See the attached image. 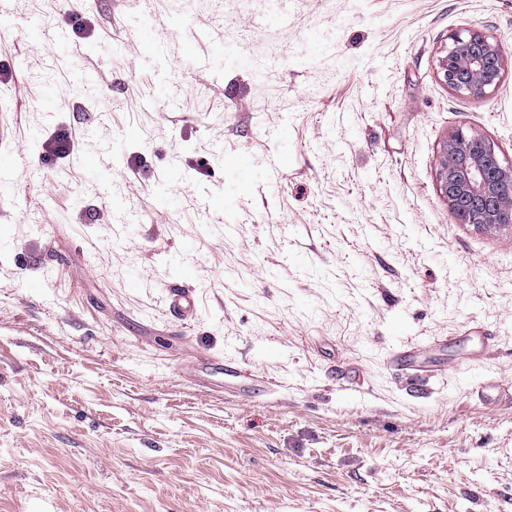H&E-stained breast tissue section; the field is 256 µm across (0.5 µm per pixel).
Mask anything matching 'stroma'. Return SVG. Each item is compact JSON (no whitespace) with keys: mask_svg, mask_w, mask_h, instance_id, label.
<instances>
[{"mask_svg":"<svg viewBox=\"0 0 512 512\" xmlns=\"http://www.w3.org/2000/svg\"><path fill=\"white\" fill-rule=\"evenodd\" d=\"M182 7L149 38L140 0H12L90 51L0 43V512H512V400L481 395L512 383V230L437 186L460 129L512 166V0H288L285 30L201 0L209 39L165 37ZM471 30L504 56L482 97L439 78Z\"/></svg>","mask_w":512,"mask_h":512,"instance_id":"35a3bbf8","label":"stroma"}]
</instances>
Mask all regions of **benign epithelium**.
<instances>
[{
  "mask_svg": "<svg viewBox=\"0 0 512 512\" xmlns=\"http://www.w3.org/2000/svg\"><path fill=\"white\" fill-rule=\"evenodd\" d=\"M440 59V72L451 89L481 97L495 90L503 73L498 44L478 31L450 37ZM439 190L465 223L489 231L512 224V168L502 165L480 135L458 130L443 147L438 169Z\"/></svg>",
  "mask_w": 512,
  "mask_h": 512,
  "instance_id": "1",
  "label": "benign epithelium"
}]
</instances>
